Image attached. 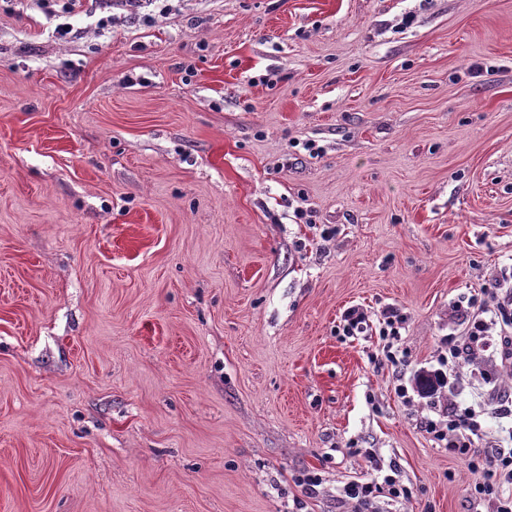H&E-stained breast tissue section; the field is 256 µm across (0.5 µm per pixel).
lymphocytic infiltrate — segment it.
<instances>
[{
    "instance_id": "f902f5d3",
    "label": "lymphocytic infiltrate",
    "mask_w": 512,
    "mask_h": 512,
    "mask_svg": "<svg viewBox=\"0 0 512 512\" xmlns=\"http://www.w3.org/2000/svg\"><path fill=\"white\" fill-rule=\"evenodd\" d=\"M464 332H449L439 346L440 371L432 379L444 387L447 376H459L462 368L481 363L512 360V273L495 278L479 292L461 295L453 306ZM408 323L402 309L389 305L377 314L353 305L342 313L337 333L341 336H375L383 341L386 360L395 367L405 365L406 356L399 342ZM512 397L502 395L493 402L462 405L449 401L422 426L437 442L446 444L482 479L475 487V499L486 512H512V448L491 444L493 426ZM392 497H407L408 490L392 475L369 482L348 484L344 493L357 512H371L381 491Z\"/></svg>"
}]
</instances>
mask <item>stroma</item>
<instances>
[{"instance_id": "obj_1", "label": "stroma", "mask_w": 512, "mask_h": 512, "mask_svg": "<svg viewBox=\"0 0 512 512\" xmlns=\"http://www.w3.org/2000/svg\"><path fill=\"white\" fill-rule=\"evenodd\" d=\"M100 15L0 9V512H353L354 442L413 490L379 512H475L429 399L336 325L396 305L430 370L512 264V0Z\"/></svg>"}]
</instances>
